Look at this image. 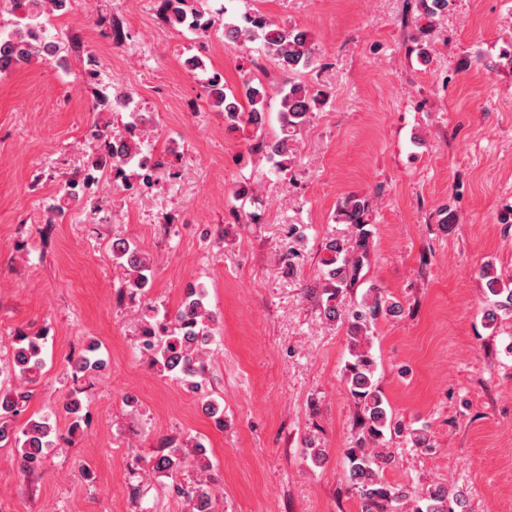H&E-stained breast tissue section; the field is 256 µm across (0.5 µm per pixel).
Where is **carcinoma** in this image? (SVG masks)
<instances>
[{"label": "carcinoma", "mask_w": 512, "mask_h": 512, "mask_svg": "<svg viewBox=\"0 0 512 512\" xmlns=\"http://www.w3.org/2000/svg\"><path fill=\"white\" fill-rule=\"evenodd\" d=\"M55 0H16L21 14L9 29L0 30V45H8L11 55L19 61H31L41 56V42L47 31V5ZM165 21L174 27H185L204 33L210 22L203 13L191 5V0H164ZM246 25H224V38L234 42H257L262 51L272 56L277 67L285 74L296 73L317 62L315 47L309 32L296 26L278 24L262 14L246 17ZM213 107L224 113L227 128L240 131L248 126L255 129L266 122L268 94L262 86L244 83L242 105L235 96L225 92L221 75L209 78L205 86ZM280 136L272 141L257 140L249 150L261 153L274 162L279 171H285L291 162L295 132L306 123L308 114L316 103L312 89L302 83H291L280 91ZM146 120L137 112L129 113L123 127H133L137 133L120 137L115 164L120 166V180L128 181L127 170H154L151 158L145 152L144 127ZM79 182L63 185L50 207L54 216L65 213L73 203L80 201ZM366 202L355 195L344 200L341 214L354 227L350 239L335 238L325 243L327 257L322 259L326 267L321 314L330 322L340 321L347 325L351 359L346 363L343 380L351 399L359 408L366 425V435L360 445L346 451L348 478L365 503L366 512H399L410 501L406 490L385 483L379 475L381 454L374 446L387 430L401 432L400 424L393 421L384 398L374 380L375 361L368 346V332L383 315L397 316L402 307L391 301L380 289L369 288L358 305L350 310L339 308V297L361 278L370 254V230L366 229ZM116 266L123 270L126 293L142 301V316L138 328L139 348L145 354L150 367L178 381L192 392L202 389L204 374L203 358L213 340L212 312L207 305V290L201 283L186 288L185 299L173 312H160L152 305L147 287L154 274V260L137 245L118 240L112 244ZM481 276L486 280V290L494 297L492 308L486 312L488 323L497 321L499 314L512 316V289L504 286L502 278L485 267ZM98 344L89 341L79 356L67 367V376L77 381L90 377L105 367L97 355ZM45 367L42 345L38 336H16L11 343L9 371L14 378L13 386L0 391V445L18 449L20 466L25 472L40 467L44 450L56 446L57 430L45 418L28 419L16 425L18 416L25 410L32 397L29 386L36 384ZM73 418L72 430H77L83 420V403L78 392L69 394L63 404ZM150 471L159 476L174 479L173 489L189 506V512H215V497L203 477L208 470L206 448L197 440H171L163 446V453L148 460ZM196 472V478L177 480L186 468ZM449 492L435 485L417 496L413 512H448Z\"/></svg>", "instance_id": "1"}]
</instances>
